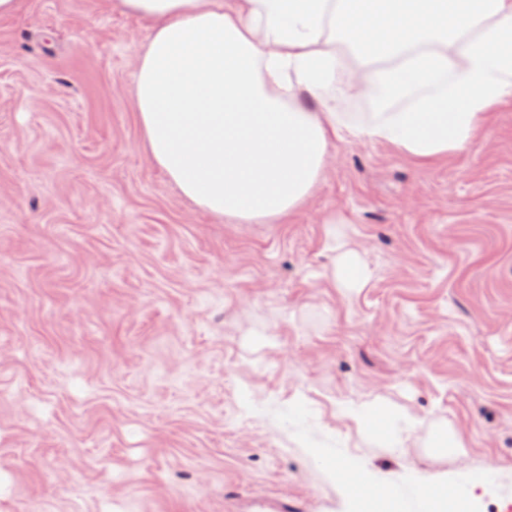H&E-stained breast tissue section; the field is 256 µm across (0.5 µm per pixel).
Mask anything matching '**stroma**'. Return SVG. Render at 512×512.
I'll return each mask as SVG.
<instances>
[{
    "mask_svg": "<svg viewBox=\"0 0 512 512\" xmlns=\"http://www.w3.org/2000/svg\"><path fill=\"white\" fill-rule=\"evenodd\" d=\"M150 34L116 0L0 17V512H366L333 462L392 512H512V102L427 164L335 144L287 221L234 224L145 146ZM366 401L416 419L402 447ZM341 288H362L368 280V272L359 257L352 252L341 254L335 264V281ZM349 415L361 430H369L389 444H398L399 434L405 430L411 432L416 424L409 415L387 412L376 401L357 406L349 412ZM432 448H452V450L460 455H466L468 448L466 443L457 437L448 426L439 427L431 438Z\"/></svg>",
    "mask_w": 512,
    "mask_h": 512,
    "instance_id": "stroma-1",
    "label": "stroma"
}]
</instances>
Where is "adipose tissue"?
I'll list each match as a JSON object with an SVG mask.
<instances>
[{
    "label": "adipose tissue",
    "instance_id": "adipose-tissue-1",
    "mask_svg": "<svg viewBox=\"0 0 512 512\" xmlns=\"http://www.w3.org/2000/svg\"><path fill=\"white\" fill-rule=\"evenodd\" d=\"M150 20L132 98L155 163L211 215L276 221L356 139L431 159L512 100V0H118ZM354 75L365 112L340 109ZM360 429L415 421L371 401Z\"/></svg>",
    "mask_w": 512,
    "mask_h": 512
}]
</instances>
